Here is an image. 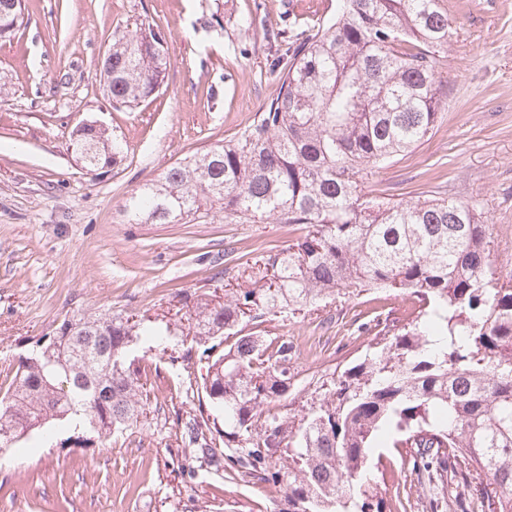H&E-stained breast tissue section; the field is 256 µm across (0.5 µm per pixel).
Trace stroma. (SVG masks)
Instances as JSON below:
<instances>
[{"label":"stroma","mask_w":512,"mask_h":512,"mask_svg":"<svg viewBox=\"0 0 512 512\" xmlns=\"http://www.w3.org/2000/svg\"><path fill=\"white\" fill-rule=\"evenodd\" d=\"M331 0H25L24 20L0 39V388L21 356L76 316L174 321L194 299L249 284L255 261L287 248L301 224H228L213 207L176 224H136L130 196L186 157L233 139L275 93L263 43L240 32L299 25ZM454 25L446 51L448 96L433 137L373 170L370 196L423 195L477 203L489 259L512 275V0H444ZM143 23L166 40L158 93L115 108L101 62L115 29ZM100 123L127 146L90 172L72 133ZM413 303L397 293L332 296L317 309L262 323L296 347L292 413L323 379L360 362L379 312L405 321ZM201 349L192 339L161 350L128 348L147 373L137 423L99 443L70 425L35 431L0 451V512H281V492L249 477L200 470L180 440L178 410L197 396ZM364 483L383 512H431L430 492L395 449L369 451Z\"/></svg>","instance_id":"35a3bbf8"}]
</instances>
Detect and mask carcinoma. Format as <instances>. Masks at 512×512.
Here are the masks:
<instances>
[{
	"mask_svg": "<svg viewBox=\"0 0 512 512\" xmlns=\"http://www.w3.org/2000/svg\"><path fill=\"white\" fill-rule=\"evenodd\" d=\"M443 0H336L327 22L266 30L276 94L238 136L195 154L130 197L136 224H175L206 205L224 222L304 224L307 234L266 259L253 287L189 311L203 347L206 402L182 425L199 467L252 477L284 493L285 512H382L359 485L368 451L401 449L427 479L450 478L468 512H512V275L489 259L488 220L474 203L371 199L365 171L430 139L448 95ZM22 0H0V37ZM150 24L112 34V105L158 92L167 68ZM74 152L93 172L124 153L105 130L79 127ZM411 296L407 323L377 319L385 344L345 369L301 418L281 413L296 349L286 336L243 333L244 319L297 310L352 291ZM93 329L96 354L74 337ZM178 336L171 325L74 317L19 364L0 399V451L54 421L81 416L102 442L143 404L127 339ZM110 350L119 363L96 359ZM89 375L94 388H63Z\"/></svg>",
	"mask_w": 512,
	"mask_h": 512,
	"instance_id": "1",
	"label": "carcinoma"
}]
</instances>
